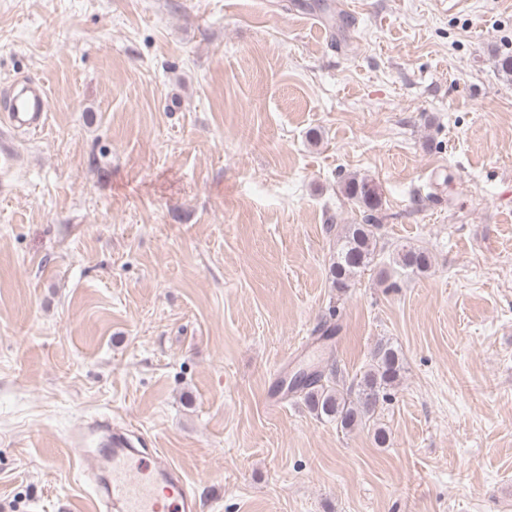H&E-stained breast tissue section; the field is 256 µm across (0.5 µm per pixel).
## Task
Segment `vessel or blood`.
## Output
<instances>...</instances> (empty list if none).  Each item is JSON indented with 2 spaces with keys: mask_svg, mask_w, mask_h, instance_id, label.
<instances>
[{
  "mask_svg": "<svg viewBox=\"0 0 512 512\" xmlns=\"http://www.w3.org/2000/svg\"><path fill=\"white\" fill-rule=\"evenodd\" d=\"M48 99L43 85L20 88L0 120V176L12 175L22 156L14 132L38 133L45 125ZM75 447L97 445L88 467L99 475L95 497L98 512H197V499L185 477L161 459L139 454L121 432L100 435L77 426L71 436Z\"/></svg>",
  "mask_w": 512,
  "mask_h": 512,
  "instance_id": "vessel-or-blood-1",
  "label": "vessel or blood"
}]
</instances>
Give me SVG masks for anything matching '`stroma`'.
I'll use <instances>...</instances> for the list:
<instances>
[{
    "label": "stroma",
    "mask_w": 512,
    "mask_h": 512,
    "mask_svg": "<svg viewBox=\"0 0 512 512\" xmlns=\"http://www.w3.org/2000/svg\"><path fill=\"white\" fill-rule=\"evenodd\" d=\"M505 54L512 0H0V113L27 82L49 113L0 181V512H92L93 422L199 512H512ZM350 176L382 251L341 293ZM404 245L432 267L386 287ZM381 340L405 372L366 425L278 388Z\"/></svg>",
    "instance_id": "35a3bbf8"
}]
</instances>
